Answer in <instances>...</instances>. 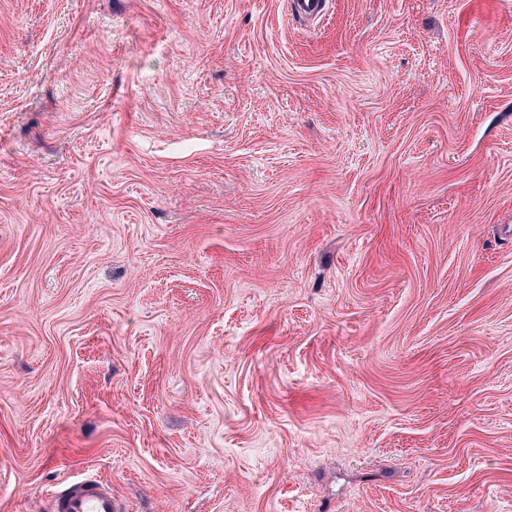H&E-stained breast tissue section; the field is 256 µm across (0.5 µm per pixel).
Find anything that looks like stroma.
Masks as SVG:
<instances>
[{
  "label": "stroma",
  "instance_id": "35a3bbf8",
  "mask_svg": "<svg viewBox=\"0 0 512 512\" xmlns=\"http://www.w3.org/2000/svg\"><path fill=\"white\" fill-rule=\"evenodd\" d=\"M512 512V0H0V512ZM327 0H292L293 13L302 21L318 19L326 10ZM53 512H118L112 487L96 478L67 481L52 500Z\"/></svg>",
  "mask_w": 512,
  "mask_h": 512
}]
</instances>
